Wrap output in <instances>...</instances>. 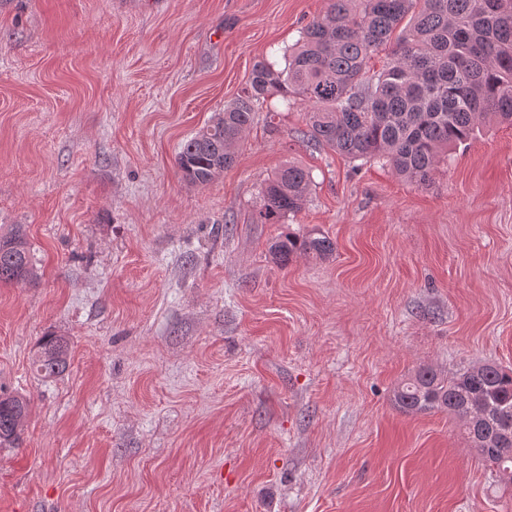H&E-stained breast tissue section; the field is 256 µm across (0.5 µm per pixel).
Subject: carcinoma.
<instances>
[{"label": "carcinoma", "instance_id": "cac0c4a2", "mask_svg": "<svg viewBox=\"0 0 512 512\" xmlns=\"http://www.w3.org/2000/svg\"><path fill=\"white\" fill-rule=\"evenodd\" d=\"M384 52L379 70L370 60ZM270 96L307 109L308 141L350 159H380L403 179L426 184L440 156L466 143L486 121L512 126V0H329L310 21L279 69L256 62L244 95L185 140L175 161L182 179L206 186L235 159V147L255 116L254 103ZM310 173L285 165L261 190L259 218L277 224L307 203ZM326 236L288 235L271 252L286 266L297 254L327 256ZM37 271L23 225L0 235V283H30ZM70 339L43 337L34 356L37 375L52 379L68 369ZM484 396L485 430H512V370L495 365L448 375L423 366L393 391L402 412L446 411L475 436L462 412ZM30 411L20 396L0 395V447L19 437ZM482 463L512 485V456Z\"/></svg>", "mask_w": 512, "mask_h": 512}]
</instances>
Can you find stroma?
I'll return each mask as SVG.
<instances>
[{"instance_id": "obj_1", "label": "stroma", "mask_w": 512, "mask_h": 512, "mask_svg": "<svg viewBox=\"0 0 512 512\" xmlns=\"http://www.w3.org/2000/svg\"><path fill=\"white\" fill-rule=\"evenodd\" d=\"M327 0H0V234L35 282L0 284V512H512L458 420L392 402L421 366L512 368V127L429 183L306 143L256 107L233 166L183 181L180 144L284 65ZM309 201L258 220L284 164ZM321 259L280 265L286 235ZM68 371L31 369L46 334ZM36 279L26 230L16 224L8 234L0 235V283H30ZM334 250L333 242L326 236H292L288 235L275 241L271 252L280 265H288L297 254L330 255ZM29 411L30 404L25 398L0 395V447L11 445L18 439Z\"/></svg>"}]
</instances>
